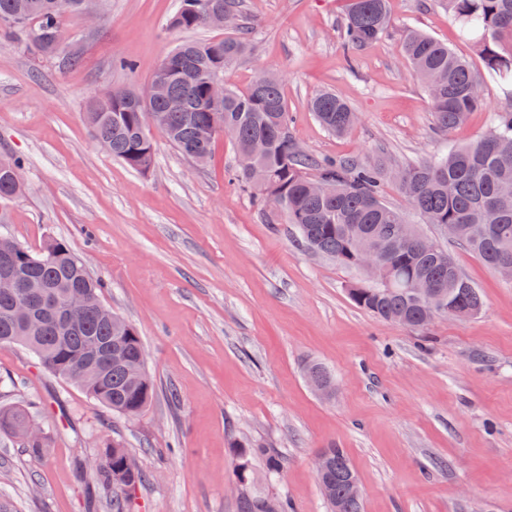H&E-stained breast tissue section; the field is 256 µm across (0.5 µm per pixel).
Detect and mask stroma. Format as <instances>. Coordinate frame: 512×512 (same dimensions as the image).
Instances as JSON below:
<instances>
[{"mask_svg":"<svg viewBox=\"0 0 512 512\" xmlns=\"http://www.w3.org/2000/svg\"><path fill=\"white\" fill-rule=\"evenodd\" d=\"M178 3L91 0L97 22L64 15L69 66L0 35V155L24 163L23 192L0 204V236L31 249L59 239L79 254L103 282V302L137 328L156 384L151 405L128 420L26 349L0 348V405L30 406L51 436L36 459L0 435V496L13 512H108L77 462L119 437L146 476L131 512H240L245 494L328 512L314 460L330 446L350 460L362 512H512V281L423 224L481 290L484 309L422 331L379 320L348 295L371 282L367 270L311 252L283 212L232 180L231 139L218 137L201 169L150 130L155 163L138 173L93 138L85 112L95 96L145 86L184 39L224 37L170 28ZM241 4L250 48L224 80L243 91L260 72L277 74L289 128L312 156L412 165L481 139L512 102V78L486 75L444 0H389L388 30L350 65L340 34L347 0ZM410 27L481 77V106L448 133L436 130L403 57ZM325 91L358 115L345 135L310 110ZM312 360L332 373L331 396L309 387ZM247 444L276 450L283 473L269 476L256 458L251 483L237 486Z\"/></svg>","mask_w":512,"mask_h":512,"instance_id":"1","label":"stroma"}]
</instances>
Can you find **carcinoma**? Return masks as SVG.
Masks as SVG:
<instances>
[{"label":"carcinoma","instance_id":"1","mask_svg":"<svg viewBox=\"0 0 512 512\" xmlns=\"http://www.w3.org/2000/svg\"><path fill=\"white\" fill-rule=\"evenodd\" d=\"M448 12L475 38L486 72L512 76V0H446ZM240 0H180L170 26L179 30L205 27L210 9L239 12ZM61 14L54 0H0V32L24 41L44 56H55L50 36L60 28ZM390 17L387 0H350L342 45L347 65L353 51L378 40ZM247 50L244 36L186 41L161 60L156 72L168 75L165 98L136 103L138 90L126 88L93 98L86 120L94 138L110 146V155L127 168L148 172L154 163V146L146 127L155 122L166 140L185 159L205 164L224 127L234 130L238 154L264 148L253 163L265 175L264 188L254 185L248 170L237 177L254 187L261 202L284 209L287 223L307 249L328 256L344 267L359 266L369 249L381 252V275L388 283L355 284L349 288L352 302L386 322L424 330L434 320L436 305L452 306L464 317L478 315L484 299L449 256L437 247L427 253L401 247L400 234L422 236L407 216L382 197L381 182L387 170L380 165L345 159H317L301 150L288 127V105L282 85L255 78L244 92L229 87L224 104L206 100L207 83L224 76L227 66ZM403 53L416 77L427 88L436 128L447 133L460 125L483 100L481 81L470 63L447 45L420 31L410 30ZM316 120L328 132L342 135L355 125L356 113L343 99L329 92L310 102ZM21 167L17 159L0 158V201L22 191L10 178ZM312 178L327 190H309ZM512 185V105L497 114L492 132L476 143L453 146L447 153L400 170L398 188L414 214L424 224H436L463 244L485 265L512 262V197L502 200V189ZM13 252L8 264L0 262V274L11 273L23 288L0 292V347L19 345L34 354L41 366L80 387L112 414L132 419L153 400L156 385L142 364L141 337L130 322L101 300L102 284L89 273L83 259L65 242L51 239L31 250L7 241ZM426 279L442 295L436 302L419 297L413 281ZM74 294L88 303L73 310L81 320L77 328L65 325L61 310ZM33 415L25 405L0 408V432L17 439L35 458L46 456L48 433L39 438L25 434ZM331 466L318 478L330 512H361L362 498L348 492L353 469L341 448H329ZM103 462L89 471L78 462L79 472H89L101 489L112 492L111 512H129L137 487L145 482L120 438L98 449ZM264 457L267 472L277 475L283 459L269 448H242L234 478L239 485L252 479L250 458Z\"/></svg>","mask_w":512,"mask_h":512}]
</instances>
